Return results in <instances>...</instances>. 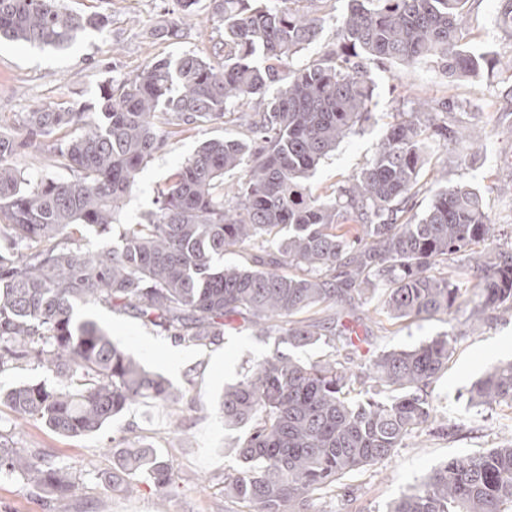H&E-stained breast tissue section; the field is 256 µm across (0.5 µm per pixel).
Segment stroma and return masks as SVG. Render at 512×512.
Wrapping results in <instances>:
<instances>
[{
	"label": "stroma",
	"instance_id": "1",
	"mask_svg": "<svg viewBox=\"0 0 512 512\" xmlns=\"http://www.w3.org/2000/svg\"><path fill=\"white\" fill-rule=\"evenodd\" d=\"M82 13L105 9L112 22L104 30H89L70 46L56 50L18 42H0V130L24 136L19 120L32 106L79 109L94 103L102 85L135 77L153 61L197 53L210 59L224 41V25L205 12L185 14L178 0H62ZM308 10L320 20L317 38L296 58L297 64L319 59L335 43L348 0H309ZM502 0H468L462 43L498 63L477 76L447 84L433 63L413 66L369 62L374 94L366 119L325 158L309 180L313 195L333 201L353 176L376 154L393 122L410 116L418 101L436 102L454 96L457 119L471 129L476 147L450 144L418 178L409 203L423 212L438 185L465 184L484 198L496 224L495 244L512 243V119L501 114L512 108V39L498 16ZM178 24L177 38L153 36L160 22ZM234 117L224 123L198 127L168 138L148 162L136 188L124 199L118 223L135 224L156 207L159 189L169 176L206 140L238 135ZM382 295L374 293L364 305V318L348 314L344 304H323L313 318H344L353 326L363 359L391 349H411L431 339L455 336L447 369L433 382L428 395L444 430L423 429L408 437L391 459L345 475L338 493L317 500V512H386L393 501L417 487L433 467L454 457L480 454L512 436V408L471 407L467 390L486 369L512 359V314L494 313L483 326L471 329L464 315L391 320L381 311ZM80 316L96 320L120 347L132 352L150 370L163 374L180 391L174 402L146 400L130 406L101 432L81 437L58 435L35 420L18 418L0 404V448H21L48 457L67 468L77 487L66 504L48 499L17 477L0 474V512H236L224 498V471L237 463L234 449L246 428L225 429L218 402L225 385L237 382L245 370L276 352H294L302 360L327 358L331 349L318 343L290 350L277 336L258 335L249 323L235 320L219 343L189 345L160 329L144 326L132 311L100 305L79 307ZM124 436L139 446L172 457L175 483L167 500L155 488L140 483L114 490L105 476L115 471L112 439Z\"/></svg>",
	"mask_w": 512,
	"mask_h": 512
}]
</instances>
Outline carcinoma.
<instances>
[{
    "instance_id": "cac0c4a2",
    "label": "carcinoma",
    "mask_w": 512,
    "mask_h": 512,
    "mask_svg": "<svg viewBox=\"0 0 512 512\" xmlns=\"http://www.w3.org/2000/svg\"><path fill=\"white\" fill-rule=\"evenodd\" d=\"M304 0H209L224 24V59L194 54L153 62L110 84L95 119L64 107L22 117L26 138L0 133V372L33 358L52 379L0 392V403L53 432L91 435L143 400L172 401L175 386L112 342L80 304L133 310L180 342L224 338L240 317L292 348L324 342L334 353L307 363L277 353L224 388V425L248 432L238 466L224 473V498L238 512H312L343 476L391 458L404 439L436 421L429 384L448 367L454 339L380 353L358 368L353 328L300 319L321 303L363 306L384 289L389 318L512 312V248L495 236L476 190L440 187L421 217L398 222L433 147L463 138L429 112L385 132L373 160L332 203L315 197L309 175L363 120L374 84L365 61L430 60L448 81L487 62L463 48L468 0H349L336 47L305 66L294 59L315 40L318 19ZM110 16L77 14L60 0H0V38L64 47ZM241 138L203 143L158 193L156 209L123 225L119 244L73 250L64 241L110 233L126 194L168 137L222 123L244 105ZM52 139V160L73 180L34 178L14 164L33 139ZM245 169L229 195L224 176ZM256 248L251 261L224 265V253ZM474 273L479 300H462L453 276ZM365 392L357 401L352 393ZM475 408L512 407V361L490 367L468 390ZM125 485L160 495L172 461L125 447ZM19 476L62 503L76 487L68 469L17 448H0V474ZM512 504V439L431 470L387 512H504Z\"/></svg>"
}]
</instances>
